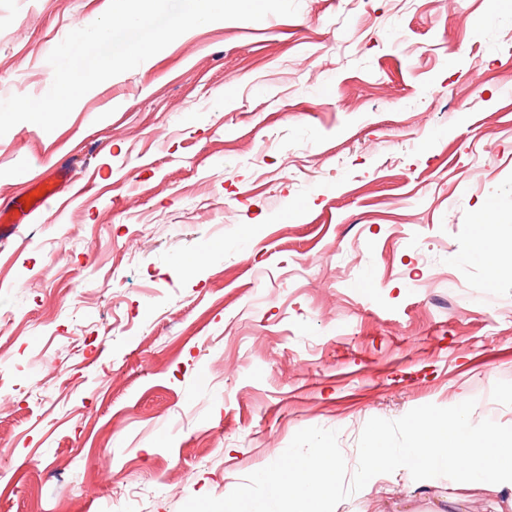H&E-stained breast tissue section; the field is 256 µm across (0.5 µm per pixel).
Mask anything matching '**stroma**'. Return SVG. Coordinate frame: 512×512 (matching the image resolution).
Segmentation results:
<instances>
[{
    "mask_svg": "<svg viewBox=\"0 0 512 512\" xmlns=\"http://www.w3.org/2000/svg\"><path fill=\"white\" fill-rule=\"evenodd\" d=\"M103 0H0V100ZM64 164L63 212L0 243V512H179L307 427L348 471L374 417L476 399L512 426V0H300L192 29L0 137V200ZM206 254L195 275L181 258ZM98 483L96 496L83 488ZM339 512H512L408 472ZM501 221L500 207L495 202L484 204L476 215L477 230L467 251L470 260L486 267L490 285H496L505 273H511V248H505L497 232Z\"/></svg>",
    "mask_w": 512,
    "mask_h": 512,
    "instance_id": "1",
    "label": "stroma"
}]
</instances>
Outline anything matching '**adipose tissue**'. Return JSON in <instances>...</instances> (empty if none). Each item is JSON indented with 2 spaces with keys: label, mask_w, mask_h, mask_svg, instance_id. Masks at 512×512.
Wrapping results in <instances>:
<instances>
[{
  "label": "adipose tissue",
  "mask_w": 512,
  "mask_h": 512,
  "mask_svg": "<svg viewBox=\"0 0 512 512\" xmlns=\"http://www.w3.org/2000/svg\"><path fill=\"white\" fill-rule=\"evenodd\" d=\"M501 221L500 207L493 202L484 204L476 215L477 230L467 251L470 260L486 267L489 282L493 285L497 284L505 273L512 271V250L506 249L497 232Z\"/></svg>",
  "instance_id": "1"
}]
</instances>
